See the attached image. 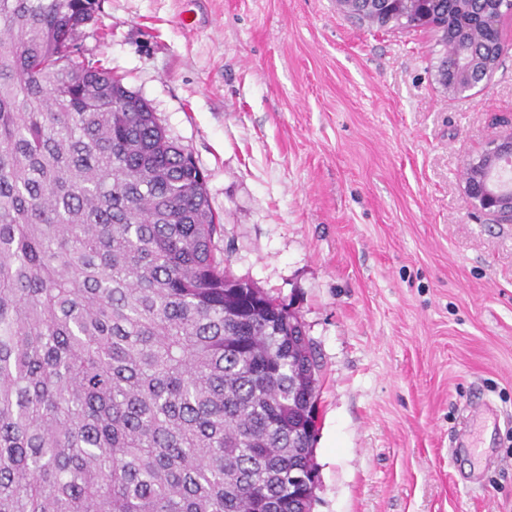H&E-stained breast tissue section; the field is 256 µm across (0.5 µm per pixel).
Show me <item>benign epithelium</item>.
Wrapping results in <instances>:
<instances>
[{"label":"benign epithelium","mask_w":512,"mask_h":512,"mask_svg":"<svg viewBox=\"0 0 512 512\" xmlns=\"http://www.w3.org/2000/svg\"><path fill=\"white\" fill-rule=\"evenodd\" d=\"M460 11L484 17L487 29L500 34L502 17L512 14V0H453ZM418 0H379L380 17L373 24L383 27L396 13L413 12ZM435 28L445 41H464L472 34L469 28L449 32V21L443 16L435 20ZM499 58L485 54L483 47L474 44L467 48L458 65L448 71V91L457 96H466L478 84L490 78ZM512 163V129L489 140L483 149L468 160V176L462 192L466 202L484 216L498 223H512V192L497 187L491 180L494 172L503 173L504 165Z\"/></svg>","instance_id":"obj_1"}]
</instances>
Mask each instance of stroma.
I'll use <instances>...</instances> for the list:
<instances>
[{
  "label": "stroma",
  "instance_id": "obj_1",
  "mask_svg": "<svg viewBox=\"0 0 512 512\" xmlns=\"http://www.w3.org/2000/svg\"><path fill=\"white\" fill-rule=\"evenodd\" d=\"M506 46L475 95L437 36L337 0H100L79 42L195 157L233 275L320 364L311 512H512V224L461 193L512 125ZM490 406L479 452L453 448Z\"/></svg>",
  "mask_w": 512,
  "mask_h": 512
}]
</instances>
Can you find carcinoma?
I'll return each mask as SVG.
<instances>
[{
    "label": "carcinoma",
    "instance_id": "obj_1",
    "mask_svg": "<svg viewBox=\"0 0 512 512\" xmlns=\"http://www.w3.org/2000/svg\"><path fill=\"white\" fill-rule=\"evenodd\" d=\"M99 0H0V512H310L297 318L227 275L191 152L77 45Z\"/></svg>",
    "mask_w": 512,
    "mask_h": 512
}]
</instances>
